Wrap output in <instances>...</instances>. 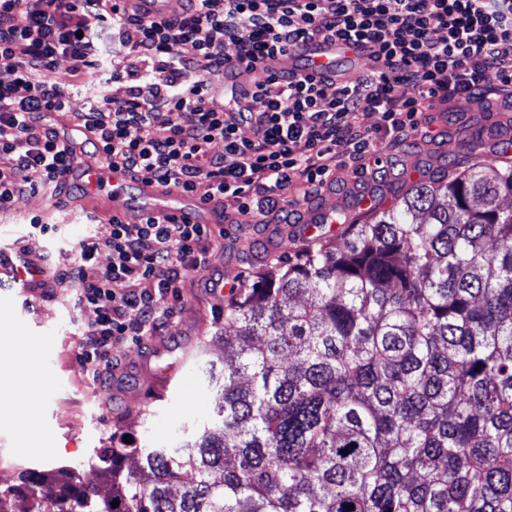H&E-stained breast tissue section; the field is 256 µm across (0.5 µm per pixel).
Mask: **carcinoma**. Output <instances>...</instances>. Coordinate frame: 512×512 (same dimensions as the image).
Instances as JSON below:
<instances>
[{
    "label": "carcinoma",
    "instance_id": "1",
    "mask_svg": "<svg viewBox=\"0 0 512 512\" xmlns=\"http://www.w3.org/2000/svg\"><path fill=\"white\" fill-rule=\"evenodd\" d=\"M459 167L228 301L195 436L95 449L92 488L26 468L0 512H512V165Z\"/></svg>",
    "mask_w": 512,
    "mask_h": 512
}]
</instances>
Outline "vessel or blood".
Returning <instances> with one entry per match:
<instances>
[{
	"instance_id": "obj_1",
	"label": "vessel or blood",
	"mask_w": 512,
	"mask_h": 512,
	"mask_svg": "<svg viewBox=\"0 0 512 512\" xmlns=\"http://www.w3.org/2000/svg\"><path fill=\"white\" fill-rule=\"evenodd\" d=\"M367 50L331 38L306 40L298 47L270 61L275 71H293L299 77L315 81L325 80L337 85L355 79L360 58ZM243 66L229 65L224 70V90L230 101L246 104L255 88L254 82L243 80ZM52 119L62 142L77 145L91 139L90 131L73 126L65 115L53 113ZM69 178L81 187L78 198L69 200L70 208L112 215L125 224H137L146 217H173L186 224H204L221 229L224 219V201L221 197L204 200L194 194L168 190L149 182H133L123 170L100 166L86 158L74 164ZM370 202L369 196L356 188L337 193L327 188L320 205L298 210L289 226L294 237H310L315 224H329L337 213L360 211ZM47 275V257L44 249L34 247L27 237L15 238L11 244L0 246V288L9 289L22 302L38 297Z\"/></svg>"
}]
</instances>
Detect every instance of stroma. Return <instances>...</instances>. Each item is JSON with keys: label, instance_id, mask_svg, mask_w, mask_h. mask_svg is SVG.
Masks as SVG:
<instances>
[{"label": "stroma", "instance_id": "35a3bbf8", "mask_svg": "<svg viewBox=\"0 0 512 512\" xmlns=\"http://www.w3.org/2000/svg\"><path fill=\"white\" fill-rule=\"evenodd\" d=\"M51 80L68 86L73 111L84 112L95 93L119 100L126 86L119 81L97 87L96 72L84 79L72 77L66 60H59ZM366 125L373 128L368 155L348 161L346 175L359 176L360 168L388 154L403 159L409 176L400 178L391 192L373 198V207L396 205L411 182L425 178L424 158L412 135L397 138L377 132V115H369ZM48 191L17 196L9 211L0 213V244L10 236L30 231L32 217L55 224L60 238L45 239L47 254L58 269H65L80 249L86 219L83 213L47 209ZM274 224L264 221L243 225L238 236L225 242L210 241L207 248L211 266L207 274L223 279L225 286L247 287L257 273L284 268L290 256L306 247L303 239L280 237L270 247ZM204 274V275H207ZM203 274L189 272L181 283L178 297H165L174 315L157 338L123 339L112 346L120 364L119 377L111 387H103L88 377L77 361L80 331L95 318L93 308L74 309L73 289H54L51 297L22 310L9 294L0 289V336L18 337L31 348L41 349L42 397L45 411L36 417L18 411H0V487L15 483L21 468L71 465L84 478L93 479L90 458L94 449L130 442L135 448H153L187 437L210 418L212 392L199 372L202 359L214 360L223 347H212L206 356L195 355L202 337L210 335L224 317L223 303L214 301L202 286ZM158 353H150L153 343Z\"/></svg>", "mask_w": 512, "mask_h": 512}]
</instances>
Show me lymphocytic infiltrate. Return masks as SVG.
I'll return each mask as SVG.
<instances>
[{
  "mask_svg": "<svg viewBox=\"0 0 512 512\" xmlns=\"http://www.w3.org/2000/svg\"><path fill=\"white\" fill-rule=\"evenodd\" d=\"M125 0H0V211L43 187L63 191L77 160L47 116L70 111L68 87L50 72L67 59L85 76L102 59L132 63L108 71L126 96L73 113L97 137L105 167L152 178L185 192L207 181L210 195L241 214L282 213L296 182L322 186L342 157L363 155L371 132L360 115L375 112L390 136L434 138V99L496 86L512 93V0H188L157 21L126 13ZM97 15L99 31L81 19ZM331 37L374 47V68L328 92L326 85L266 62L299 42ZM259 72L261 110L228 112L210 88L232 62ZM71 112V111H70ZM249 124L253 138L242 137ZM224 151L212 153L213 142ZM202 224L175 219L140 224L108 220L84 235L80 252L53 287L74 289L75 307L95 309L77 359L86 375L112 379V344L156 335L187 270L210 264L213 239ZM109 262L94 280L83 274L100 250Z\"/></svg>",
  "mask_w": 512,
  "mask_h": 512,
  "instance_id": "obj_1",
  "label": "lymphocytic infiltrate"
}]
</instances>
